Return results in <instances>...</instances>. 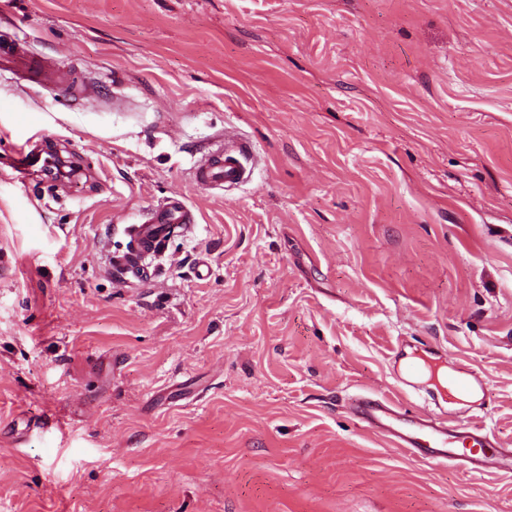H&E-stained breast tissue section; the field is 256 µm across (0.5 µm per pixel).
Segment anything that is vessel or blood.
<instances>
[{
    "instance_id": "b4317fda",
    "label": "vessel or blood",
    "mask_w": 512,
    "mask_h": 512,
    "mask_svg": "<svg viewBox=\"0 0 512 512\" xmlns=\"http://www.w3.org/2000/svg\"><path fill=\"white\" fill-rule=\"evenodd\" d=\"M28 74L37 73L48 85L63 92H71L73 80L69 73L56 65L34 59L26 44L15 41L0 45V70L5 67ZM254 154L245 140L217 139L212 148L196 162L193 169L195 183L207 189H224L239 184L251 175L248 166ZM194 215L181 197H172L138 224L125 225L123 232L132 247L109 256V264L116 280L128 281L139 277L157 244L176 229L193 223ZM365 420L372 430L390 445L400 449L427 446L435 449V462L465 460L472 464H493L502 473H512V451L487 455L489 440L482 428L472 427L467 437L450 434L447 427L426 422L417 417L399 420L391 404L366 401L362 407Z\"/></svg>"
}]
</instances>
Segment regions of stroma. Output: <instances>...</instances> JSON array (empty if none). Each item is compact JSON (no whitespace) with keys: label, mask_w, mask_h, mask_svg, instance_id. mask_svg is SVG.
Segmentation results:
<instances>
[{"label":"stroma","mask_w":512,"mask_h":512,"mask_svg":"<svg viewBox=\"0 0 512 512\" xmlns=\"http://www.w3.org/2000/svg\"><path fill=\"white\" fill-rule=\"evenodd\" d=\"M12 41L96 93L0 71V512H512L353 412L512 448V0H0ZM225 134L253 173L201 187ZM44 152L76 175L10 167ZM193 223L192 211L179 195H175L140 224L125 225L123 232L132 248L122 253H110L109 256L110 269L116 280L128 282L129 276L139 278L140 271L143 273L148 267L146 260L157 244L176 229Z\"/></svg>","instance_id":"obj_1"}]
</instances>
